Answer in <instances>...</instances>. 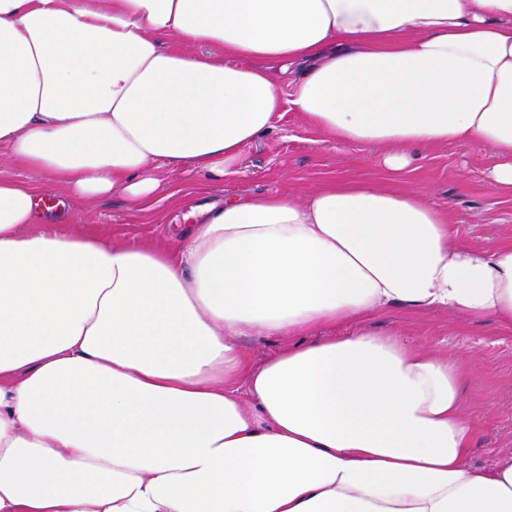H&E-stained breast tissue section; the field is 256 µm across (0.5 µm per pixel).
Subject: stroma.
Instances as JSON below:
<instances>
[{
    "instance_id": "stroma-1",
    "label": "stroma",
    "mask_w": 512,
    "mask_h": 512,
    "mask_svg": "<svg viewBox=\"0 0 512 512\" xmlns=\"http://www.w3.org/2000/svg\"><path fill=\"white\" fill-rule=\"evenodd\" d=\"M384 152L368 143L326 144L299 113H287L277 130L246 146L232 174L208 180L186 170H158L159 191L133 209L121 191L94 202L54 188L69 229L121 239L174 246L187 224L190 205L226 196L306 193L339 174L381 176ZM495 163L487 150L466 144L433 145L420 150L399 183L422 190L448 211L454 239L478 249L512 242V190H493ZM368 330L405 332L429 348L464 359L468 377L462 406L475 426L468 462L492 464L512 454V331L492 320H470L448 312H416L396 307L366 323Z\"/></svg>"
}]
</instances>
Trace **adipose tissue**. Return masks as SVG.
Returning <instances> with one entry per match:
<instances>
[{
  "instance_id": "1",
  "label": "adipose tissue",
  "mask_w": 512,
  "mask_h": 512,
  "mask_svg": "<svg viewBox=\"0 0 512 512\" xmlns=\"http://www.w3.org/2000/svg\"><path fill=\"white\" fill-rule=\"evenodd\" d=\"M291 110L392 172L487 149L512 187V0H0V146L86 199L224 177ZM43 194L0 178V512H512L461 363L360 327L512 330V243L362 177L194 205L171 249L58 231ZM241 336L295 342L256 367Z\"/></svg>"
}]
</instances>
